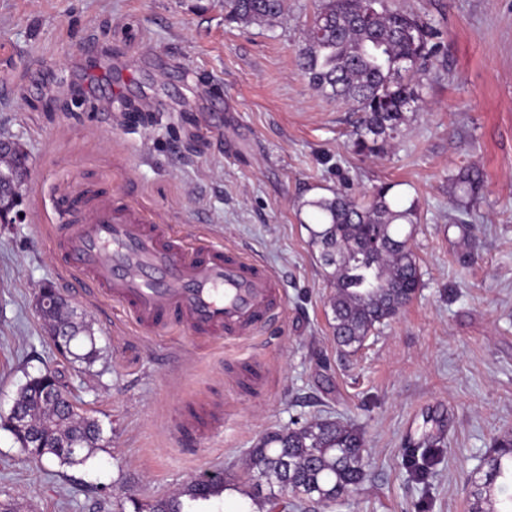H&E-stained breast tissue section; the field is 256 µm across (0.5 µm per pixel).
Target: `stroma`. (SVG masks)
Here are the masks:
<instances>
[{
    "instance_id": "obj_1",
    "label": "stroma",
    "mask_w": 512,
    "mask_h": 512,
    "mask_svg": "<svg viewBox=\"0 0 512 512\" xmlns=\"http://www.w3.org/2000/svg\"><path fill=\"white\" fill-rule=\"evenodd\" d=\"M400 2L431 20L439 51L419 110L364 159L355 112L296 63L318 0H287L270 26L228 22L224 0H0V138L29 165L0 223V416L50 367L104 436L82 464L43 466L0 428V503L117 512L217 473L223 494L188 512H242L256 441L332 416L362 432L366 476L304 512H469L472 480L512 435V0ZM470 167L483 184L461 211L450 178ZM384 183L416 207L422 288L354 351L334 338L300 205ZM87 185L265 265L282 321L200 341L135 328L121 304L78 291L50 229L68 221L58 199ZM48 286L90 329L92 363L57 353L37 309Z\"/></svg>"
}]
</instances>
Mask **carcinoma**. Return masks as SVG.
I'll return each instance as SVG.
<instances>
[{"label":"carcinoma","mask_w":512,"mask_h":512,"mask_svg":"<svg viewBox=\"0 0 512 512\" xmlns=\"http://www.w3.org/2000/svg\"><path fill=\"white\" fill-rule=\"evenodd\" d=\"M286 0H224L227 18L241 24H271L279 19ZM431 21L389 0H320L298 53V67L310 86L326 97L349 103L359 113L351 147L363 158L383 154L420 101L421 77L429 72L437 46ZM454 198L463 204L475 197L482 183L476 169L451 178ZM392 186L376 188L366 200L336 191L330 198L302 202L309 211L310 242L318 249L335 293L330 299L333 334L345 348L358 349L375 326L393 317L416 295L421 273L402 225L413 224L415 205L399 207ZM51 324L69 330L71 340L84 336L89 349L73 359L91 363L97 356L86 326L62 306L43 315ZM71 396L52 370L30 379L15 403L41 428L43 443L23 453L41 462L84 463L100 447L102 428L68 403ZM484 481L471 496L472 512L512 485V438L486 461ZM365 477L363 435L335 418H318L298 428L285 427L262 436L250 450L249 480L269 493L260 507L275 512L280 497L298 504H332L353 492ZM224 489V482L208 485L205 495L192 487L144 505L129 496L133 512H185L184 499L208 501Z\"/></svg>","instance_id":"carcinoma-1"}]
</instances>
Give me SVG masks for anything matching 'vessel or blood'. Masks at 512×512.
<instances>
[{"instance_id":"1","label":"vessel or blood","mask_w":512,"mask_h":512,"mask_svg":"<svg viewBox=\"0 0 512 512\" xmlns=\"http://www.w3.org/2000/svg\"><path fill=\"white\" fill-rule=\"evenodd\" d=\"M70 282L125 306L146 327L200 340L264 332L283 317L275 275L240 253L191 245L131 206L91 196L57 235Z\"/></svg>"}]
</instances>
